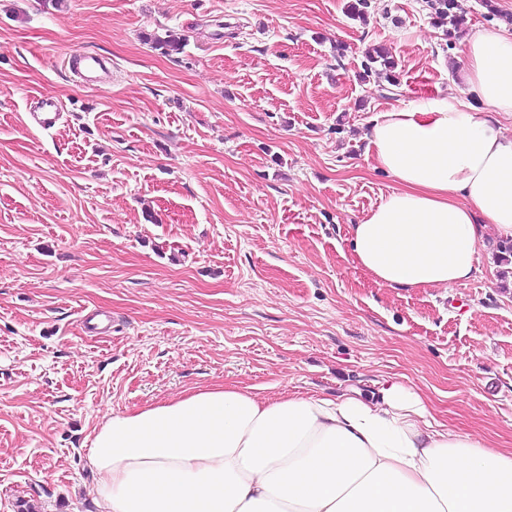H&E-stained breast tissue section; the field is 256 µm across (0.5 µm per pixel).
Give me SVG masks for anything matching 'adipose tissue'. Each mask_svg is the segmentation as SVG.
I'll list each match as a JSON object with an SVG mask.
<instances>
[{"label": "adipose tissue", "instance_id": "adipose-tissue-1", "mask_svg": "<svg viewBox=\"0 0 512 512\" xmlns=\"http://www.w3.org/2000/svg\"><path fill=\"white\" fill-rule=\"evenodd\" d=\"M479 106L431 99L378 113L368 147L396 187L350 227L353 262L382 288H444L512 240V29L467 43ZM98 512H512V451L439 429L420 390L268 399L205 388L95 429Z\"/></svg>", "mask_w": 512, "mask_h": 512}]
</instances>
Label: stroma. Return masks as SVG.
<instances>
[{"instance_id": "obj_1", "label": "stroma", "mask_w": 512, "mask_h": 512, "mask_svg": "<svg viewBox=\"0 0 512 512\" xmlns=\"http://www.w3.org/2000/svg\"><path fill=\"white\" fill-rule=\"evenodd\" d=\"M0 0V512H96L94 430L201 387L378 393L397 380L446 429L512 449V273L381 288L349 227L395 187L371 120L473 102L467 38L512 0ZM185 40L169 50L170 37ZM389 48L399 80L361 82ZM112 77L78 84L70 55ZM53 95L50 130L27 114ZM110 314L105 336L83 314ZM435 18L436 24L443 28L445 36L450 38L452 31L460 29L464 24L465 18L461 15L457 0H436ZM450 26V28L448 27ZM376 64H379L381 69L388 71L390 74L387 77V82L390 86H398V80L391 73L396 68L395 61L391 56H389L388 52L379 48H372L365 54V61L362 65L363 72H359L358 77L362 81H366L373 73H377L379 71L376 67Z\"/></svg>"}]
</instances>
